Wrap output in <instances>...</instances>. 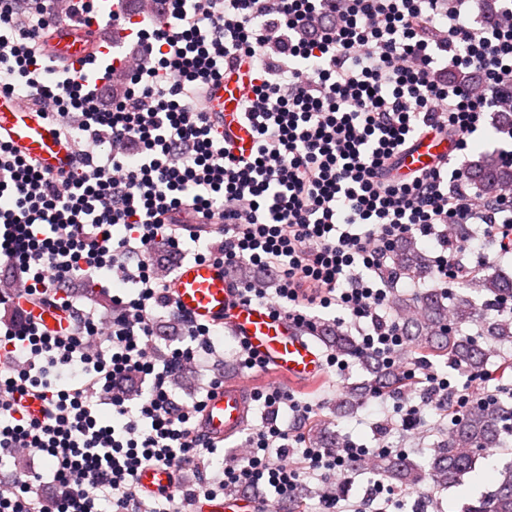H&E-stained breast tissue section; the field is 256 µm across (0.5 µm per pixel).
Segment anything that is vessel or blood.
<instances>
[{"label":"vessel or blood","instance_id":"obj_1","mask_svg":"<svg viewBox=\"0 0 512 512\" xmlns=\"http://www.w3.org/2000/svg\"><path fill=\"white\" fill-rule=\"evenodd\" d=\"M112 43L90 38L87 31L66 23L52 27L45 50L74 69L87 67L99 55L122 51L130 31L126 25L113 26ZM248 90L244 78L228 76L213 86L203 106L220 113L223 128L236 148L247 149L252 133L240 118L239 103ZM0 137L6 138L26 156L43 167L56 171L68 168L73 148L66 144L53 126L37 118L33 107L0 95ZM443 139L424 137L414 142L402 158L401 174L431 167L451 151ZM176 308L192 321L227 327L235 338L246 341L250 349L276 373L292 379L317 377L321 371V351L287 318H273L267 305L243 302L236 298L223 264L213 261L186 262L180 265L170 284ZM250 394L240 384L215 389L201 410L197 429L211 440H221L242 432L249 424ZM171 469L143 468L136 481L141 495L149 496L173 490ZM256 504L247 497L229 495L221 499L194 501L193 512H256Z\"/></svg>","mask_w":512,"mask_h":512}]
</instances>
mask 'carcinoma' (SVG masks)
<instances>
[{
    "label": "carcinoma",
    "mask_w": 512,
    "mask_h": 512,
    "mask_svg": "<svg viewBox=\"0 0 512 512\" xmlns=\"http://www.w3.org/2000/svg\"><path fill=\"white\" fill-rule=\"evenodd\" d=\"M468 179L489 197L501 188L512 185V167H504L498 158L484 153L467 170ZM432 259L419 247L413 237L400 240L392 253V267L399 275L413 282L432 278ZM460 287L474 288L487 301L512 299V276L499 272L479 270L462 280ZM398 311H417V319L404 327V341L417 350L445 358L451 366L468 372H482L488 352L464 332L470 324L478 323L481 334L499 344H512V318H489L475 301L462 293L447 297L436 288H428L414 295L401 294L392 303ZM317 336L338 352L362 359L366 378L348 386L336 402V413L344 414L359 406L364 398L377 393H388L405 382L402 376L379 359L371 360L360 351V344L343 331L323 325ZM512 433V406L492 395L474 403L467 413L451 419L448 439L433 451L429 462V476L440 487H452L475 469L477 460L488 448L502 444L503 434ZM311 444L317 448L339 449V438L317 425L310 434ZM352 472L377 470L389 479L404 484L422 479L418 466L406 459L388 456L377 463L354 460L346 464ZM466 512H512V460L503 463L497 471L492 489L484 492Z\"/></svg>",
    "instance_id": "obj_1"
}]
</instances>
